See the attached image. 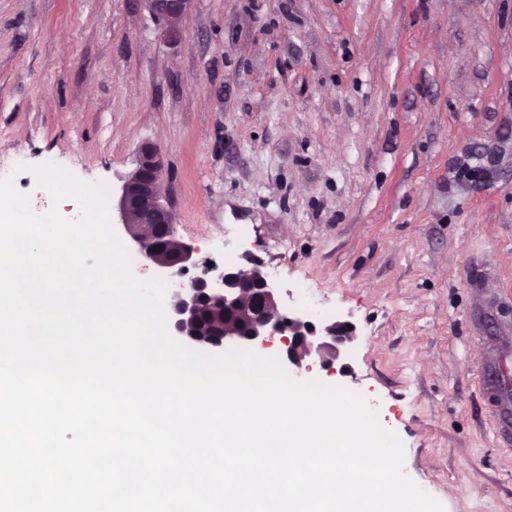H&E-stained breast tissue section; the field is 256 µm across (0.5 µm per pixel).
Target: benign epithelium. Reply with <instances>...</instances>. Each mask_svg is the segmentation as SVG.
Masks as SVG:
<instances>
[{"label": "benign epithelium", "instance_id": "benign-epithelium-1", "mask_svg": "<svg viewBox=\"0 0 512 512\" xmlns=\"http://www.w3.org/2000/svg\"><path fill=\"white\" fill-rule=\"evenodd\" d=\"M147 10L170 23L184 15L192 0H141ZM479 179L469 184L480 190L503 171L505 156L486 146L474 148ZM165 163L150 145H143L134 170L121 178L112 194V218L128 245L144 254L157 276L169 279L199 265L193 247L176 237L174 217L163 202ZM166 310L176 335L207 348H258L277 337L288 365L296 369L317 359L331 368L354 342L351 322L337 319L315 323L290 314L262 265L199 276L171 289Z\"/></svg>", "mask_w": 512, "mask_h": 512}]
</instances>
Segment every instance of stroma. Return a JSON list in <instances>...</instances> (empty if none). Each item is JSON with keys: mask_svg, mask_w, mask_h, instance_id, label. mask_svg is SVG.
Instances as JSON below:
<instances>
[{"mask_svg": "<svg viewBox=\"0 0 512 512\" xmlns=\"http://www.w3.org/2000/svg\"><path fill=\"white\" fill-rule=\"evenodd\" d=\"M175 27L141 0H0V169L113 188L158 148L182 241L356 325L299 379L362 393L445 512H512L476 380L512 336V171L456 176L512 130V0H192Z\"/></svg>", "mask_w": 512, "mask_h": 512, "instance_id": "35a3bbf8", "label": "stroma"}]
</instances>
